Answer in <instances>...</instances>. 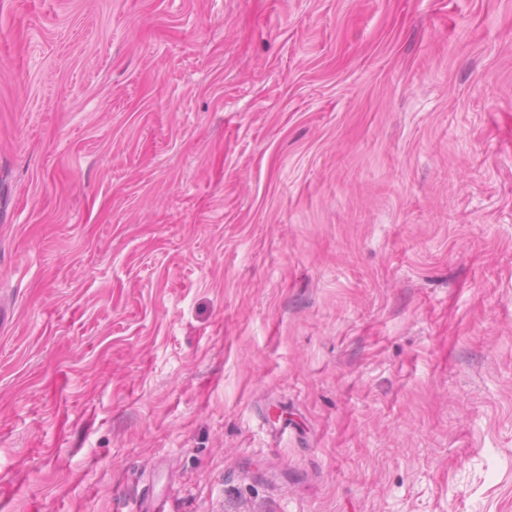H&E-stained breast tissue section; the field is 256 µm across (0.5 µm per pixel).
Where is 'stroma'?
Instances as JSON below:
<instances>
[{"label":"stroma","mask_w":512,"mask_h":512,"mask_svg":"<svg viewBox=\"0 0 512 512\" xmlns=\"http://www.w3.org/2000/svg\"><path fill=\"white\" fill-rule=\"evenodd\" d=\"M0 512H512V0H0Z\"/></svg>","instance_id":"stroma-1"}]
</instances>
